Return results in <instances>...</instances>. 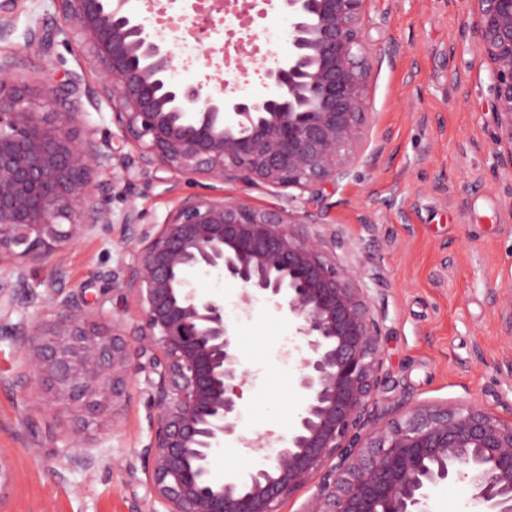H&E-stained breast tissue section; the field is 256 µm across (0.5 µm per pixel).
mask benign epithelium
Returning <instances> with one entry per match:
<instances>
[{
    "label": "benign epithelium",
    "mask_w": 512,
    "mask_h": 512,
    "mask_svg": "<svg viewBox=\"0 0 512 512\" xmlns=\"http://www.w3.org/2000/svg\"><path fill=\"white\" fill-rule=\"evenodd\" d=\"M367 2L282 0L291 50L264 71L275 92L226 98L173 79L175 55L130 0H56L102 79L112 122L138 149L141 173L240 182L282 200L257 208L188 196L161 224L128 210L131 260L95 277L136 294L131 323L103 299L87 307L81 290L49 287L39 298L28 288L27 262L109 233L111 214L93 187L115 156L78 108L0 64V263L16 268L15 280L0 281V331L25 356L28 395L68 414L77 434L102 426L131 376L145 374L154 417L142 458L164 512H279L304 486L315 491L303 512H423L432 490L465 479L484 512H512V418L476 404L412 405L403 395L378 408L388 379L384 319L355 286L361 271L337 268L320 241L291 228L324 223V191L363 161L372 71L397 54L368 38ZM476 2L470 33L488 64L492 143L512 171V0ZM236 5L198 7L197 41L216 31L213 13ZM198 272L240 283L246 306L273 303L304 339L296 383L305 405L274 443L238 432L246 373L224 302L191 286ZM38 298L55 317L50 328L26 315ZM495 303L512 335V289ZM14 312L23 313L15 323ZM228 439L261 463L218 483L210 461Z\"/></svg>",
    "instance_id": "benign-epithelium-1"
}]
</instances>
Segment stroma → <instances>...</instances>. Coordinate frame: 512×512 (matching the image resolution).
I'll return each instance as SVG.
<instances>
[{"label":"stroma","mask_w":512,"mask_h":512,"mask_svg":"<svg viewBox=\"0 0 512 512\" xmlns=\"http://www.w3.org/2000/svg\"><path fill=\"white\" fill-rule=\"evenodd\" d=\"M475 0H369L365 27L373 43L390 42L398 53L371 79L372 116L362 151L365 165L328 190L322 224H299L311 236L337 234L343 246L328 254L340 267H357L359 282L385 317L379 346L390 381L415 404L473 402L512 416V337L493 303L512 285V198L504 188L512 171L492 152L488 67L468 36ZM260 49L288 53L291 20L280 6L256 0L249 12ZM12 32L0 38V62L18 60L16 76L32 86L68 91L110 151L135 165L136 147L112 122V106L100 77L68 31L55 0H16ZM258 65L247 72L220 71L205 59L178 62L182 83L211 91L235 80L234 95L263 91ZM155 169L133 183L100 172L95 181L109 194L108 236L80 239L48 261L27 265L28 283L43 291L52 281L62 292L83 289L88 303L105 299L115 317L138 315L134 294L102 297L99 270L129 261L122 217L136 206L144 222L162 223L178 202L205 195L201 177L171 183ZM198 296L219 297L238 338L247 378L238 427L247 438L285 437L304 403L296 388L297 357L280 344L295 327L285 312L265 301L239 308L241 287L230 279L198 274ZM25 363L13 337L0 334V507L5 512H157L158 502L140 453L149 441L152 411L143 375L133 376L114 411V422L70 439L72 423L43 401L26 395ZM92 454L84 468L71 457ZM259 456L229 440L210 462V477L246 474ZM465 481L433 491L426 512H480Z\"/></svg>","instance_id":"stroma-1"}]
</instances>
